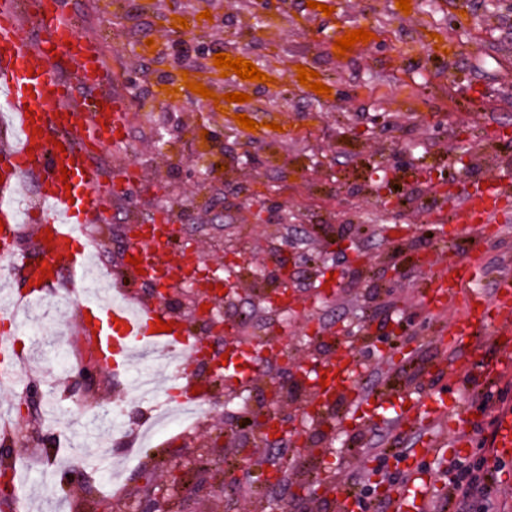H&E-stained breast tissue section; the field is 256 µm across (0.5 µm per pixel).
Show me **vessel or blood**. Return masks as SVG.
Masks as SVG:
<instances>
[{
    "label": "vessel or blood",
    "instance_id": "obj_1",
    "mask_svg": "<svg viewBox=\"0 0 512 512\" xmlns=\"http://www.w3.org/2000/svg\"><path fill=\"white\" fill-rule=\"evenodd\" d=\"M77 19L69 0H0V106L10 112L16 139L0 144V268L20 269L25 280L34 281L27 300H45L49 288L62 278L79 283L85 308L94 310L92 321H80V335L95 343L102 359L127 366L134 359L164 351L171 356L205 357L208 342L175 323L167 306L132 304L128 296L106 300L93 297L87 275L91 254L81 243L84 227L98 223L105 198L112 190L95 154L96 146L119 143L127 124L124 98L107 83V63L95 42L76 33ZM70 172L61 180L60 168ZM502 184L480 196L464 197L453 222L484 224L501 222L499 201L507 194ZM36 227L38 251L22 250L18 241L26 224ZM168 246L164 238H139L126 252L142 257L141 266L125 264L130 283L151 280L169 268L162 259ZM51 269L41 278V268ZM475 275L474 259L462 258L448 275L430 280L423 296L431 309H443L448 301L465 299V313L448 326L450 341L489 338L497 353L490 361L459 370L448 364L449 376L466 373L486 388L512 372V276L493 282V295L486 298L470 292ZM171 323V332H156L157 321ZM495 336H487L489 325ZM17 352L9 338L0 339V382L16 374ZM248 348L238 350L231 371L242 385L256 374ZM326 385L313 391L322 408H329L339 395L351 390L358 367L354 360H327L319 365ZM408 425L417 421H445L460 426L468 415L461 398L427 394L400 410ZM494 448L497 456L512 459V414L500 417ZM416 453H409L407 484L393 489V512H425L419 502L420 478Z\"/></svg>",
    "mask_w": 512,
    "mask_h": 512
}]
</instances>
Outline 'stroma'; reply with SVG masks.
<instances>
[{
	"instance_id": "stroma-1",
	"label": "stroma",
	"mask_w": 512,
	"mask_h": 512,
	"mask_svg": "<svg viewBox=\"0 0 512 512\" xmlns=\"http://www.w3.org/2000/svg\"><path fill=\"white\" fill-rule=\"evenodd\" d=\"M258 1L270 21L263 34L250 31ZM100 2L72 0L71 8L80 32L97 40L129 107L126 138L105 147L102 165L109 174L127 168L132 179L113 193L102 223L85 227L97 269L119 287L134 219L164 217L181 229L165 261L215 270L234 287L209 319L194 313L199 288L171 289V312L212 347L224 348L216 324L225 321L237 341L283 345L284 358L259 353L249 388L215 381L203 362L162 368L165 377L193 380L207 405L192 420L172 416L167 431L142 440V423L174 398L136 397L128 370L105 367L83 378L89 342L76 331L71 286L60 282L45 306L26 312L24 325L0 316V337L20 343L24 360L15 382L0 385V471L14 476L0 512H136L148 487L167 489L170 512H276L283 504L288 512H336L325 482L373 464L372 449L450 443L455 432L447 425L410 429L391 410L345 424V398L331 419H311L302 410L312 404V390L292 387L270 406L289 421L286 441L273 446L260 441L263 415L247 402L277 381L283 362L301 366L327 354L335 340L358 362L360 393L385 390L408 400L455 392L454 382L427 369L445 356L464 365L476 358L475 348L445 346L438 335L465 303H447L441 312L423 305L432 274L445 269L438 262L380 282L388 228L410 225L404 242L412 247L430 232L431 214L440 213L453 250L481 262L484 275L472 288L488 297L497 274H512V202L502 205L506 223L464 229L447 221L458 203L440 204L427 192L412 195L401 213L380 209L371 174L390 168L402 194L424 166L465 190L475 179H512V143L494 138L512 128V0H411L407 14L396 0H321L333 9L328 16L307 0H117L106 11ZM176 15L188 22L179 42ZM361 28L371 40L336 57L337 38ZM218 53L251 61L273 84L221 76ZM301 65L318 72L331 97L300 84ZM191 81L212 97L191 92ZM233 92L248 101L217 111L214 96ZM239 114L259 122V131L242 129ZM161 137L170 140L169 151H158ZM469 144L476 151L463 169L454 160ZM203 152L225 165L208 186L193 166ZM316 157L323 167L304 177ZM340 230L365 266L343 273L328 293L323 281L336 262L331 241ZM280 244L298 271L285 307L263 297L275 285L271 252ZM397 322L404 329L395 336ZM103 450L116 459L115 476L91 467ZM275 464L286 479L271 487L265 475ZM67 465L77 476L63 474ZM222 473L230 483L212 492V475Z\"/></svg>"
}]
</instances>
